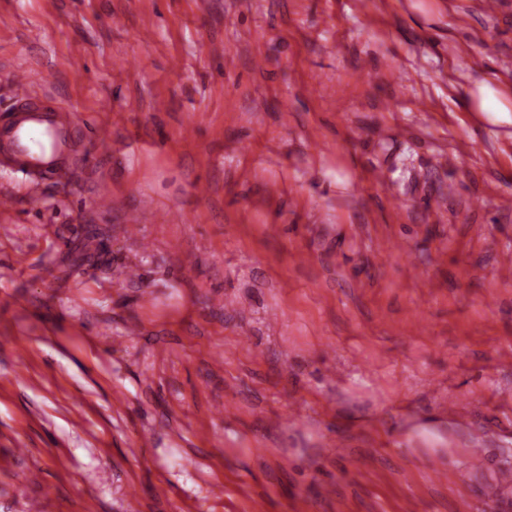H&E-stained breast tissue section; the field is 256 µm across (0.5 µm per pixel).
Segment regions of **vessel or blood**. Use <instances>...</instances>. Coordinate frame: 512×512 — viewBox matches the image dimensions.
I'll return each mask as SVG.
<instances>
[{
	"label": "vessel or blood",
	"instance_id": "obj_1",
	"mask_svg": "<svg viewBox=\"0 0 512 512\" xmlns=\"http://www.w3.org/2000/svg\"><path fill=\"white\" fill-rule=\"evenodd\" d=\"M13 106L0 116V165L21 173L29 195L72 174L81 127L69 111L35 101L29 74L14 70Z\"/></svg>",
	"mask_w": 512,
	"mask_h": 512
}]
</instances>
